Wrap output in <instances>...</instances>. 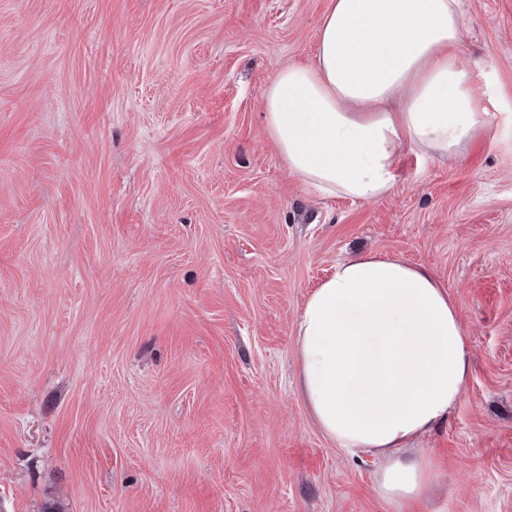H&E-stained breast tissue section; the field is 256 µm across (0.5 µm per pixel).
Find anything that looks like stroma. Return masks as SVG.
<instances>
[{"label": "stroma", "mask_w": 512, "mask_h": 512, "mask_svg": "<svg viewBox=\"0 0 512 512\" xmlns=\"http://www.w3.org/2000/svg\"><path fill=\"white\" fill-rule=\"evenodd\" d=\"M328 0H0V512H401L296 388L308 293L359 250L433 270L471 377L418 447L443 512H512V0H459L490 134L306 191L263 92Z\"/></svg>", "instance_id": "obj_1"}]
</instances>
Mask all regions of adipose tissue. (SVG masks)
Instances as JSON below:
<instances>
[{
	"mask_svg": "<svg viewBox=\"0 0 512 512\" xmlns=\"http://www.w3.org/2000/svg\"><path fill=\"white\" fill-rule=\"evenodd\" d=\"M457 0H329L314 58L278 70L265 131L288 172L328 197L374 204L404 151L460 155L488 126L458 60ZM301 396L323 435L381 456L375 489L405 512L427 505L441 468L418 447L469 379L467 332L446 284L394 255L337 263L296 320Z\"/></svg>",
	"mask_w": 512,
	"mask_h": 512,
	"instance_id": "adipose-tissue-1",
	"label": "adipose tissue"
}]
</instances>
